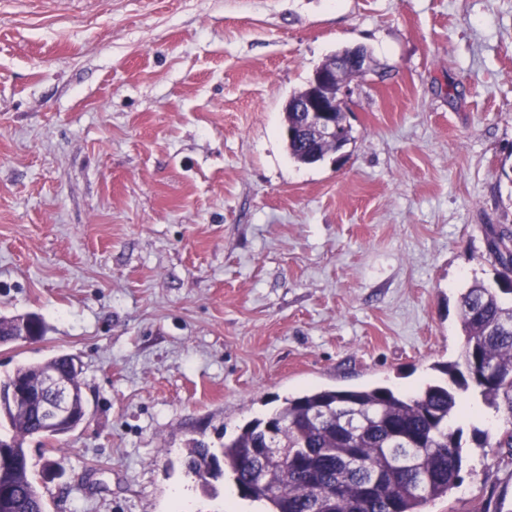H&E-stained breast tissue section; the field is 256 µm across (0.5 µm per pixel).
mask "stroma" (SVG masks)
Returning <instances> with one entry per match:
<instances>
[{
    "mask_svg": "<svg viewBox=\"0 0 512 512\" xmlns=\"http://www.w3.org/2000/svg\"><path fill=\"white\" fill-rule=\"evenodd\" d=\"M341 152L288 155L283 107L343 47ZM512 0H0V375L82 364L86 417L25 448L45 512H251L191 440L312 388L410 391L458 360L459 296L512 229ZM426 512H512L491 410Z\"/></svg>",
    "mask_w": 512,
    "mask_h": 512,
    "instance_id": "1",
    "label": "stroma"
}]
</instances>
